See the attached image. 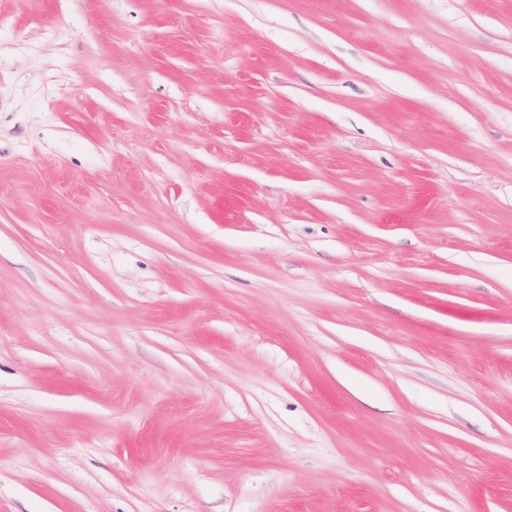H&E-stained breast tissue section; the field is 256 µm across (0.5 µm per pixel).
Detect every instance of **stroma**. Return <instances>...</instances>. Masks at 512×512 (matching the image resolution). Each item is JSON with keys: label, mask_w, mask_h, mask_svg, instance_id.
<instances>
[{"label": "stroma", "mask_w": 512, "mask_h": 512, "mask_svg": "<svg viewBox=\"0 0 512 512\" xmlns=\"http://www.w3.org/2000/svg\"><path fill=\"white\" fill-rule=\"evenodd\" d=\"M0 512H512V0H0Z\"/></svg>", "instance_id": "1"}]
</instances>
